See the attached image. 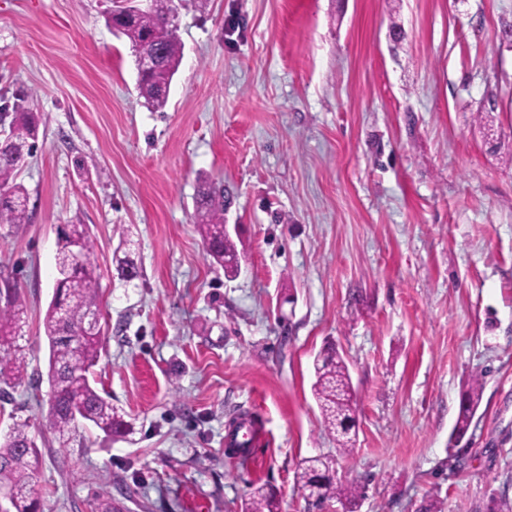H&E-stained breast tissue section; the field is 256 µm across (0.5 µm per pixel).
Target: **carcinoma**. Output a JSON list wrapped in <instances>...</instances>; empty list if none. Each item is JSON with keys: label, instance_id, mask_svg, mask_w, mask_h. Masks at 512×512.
Segmentation results:
<instances>
[{"label": "carcinoma", "instance_id": "cac0c4a2", "mask_svg": "<svg viewBox=\"0 0 512 512\" xmlns=\"http://www.w3.org/2000/svg\"><path fill=\"white\" fill-rule=\"evenodd\" d=\"M108 24L124 36L132 52L149 44L160 51L162 65L154 72L137 75L139 94L155 112L168 102L170 84L182 61V43L178 27L159 14L141 13L132 20L115 8ZM38 121L30 112H18L10 123L9 137L0 140V223L25 224L26 198L23 187L16 183L18 172L33 154ZM196 222L199 223L209 256L224 267V254L237 255L233 243L224 237V189L215 184L203 185L196 197ZM95 244L85 225L68 224L57 241L56 269L62 277L55 281L58 301L51 302L42 320L49 345L48 379L59 376L62 383L51 394L48 421L59 445L73 439L76 418L91 423L106 436L129 435L134 431L128 414L102 396L89 380L91 369L100 357V334L82 335L85 315L98 307L99 277L91 260ZM6 305L0 309V381L20 384L26 374L22 347L18 344L24 323V301L18 289L4 281ZM314 395L318 401L322 423L334 435L336 443L347 451L353 446L350 434L339 429V422L350 420L355 403L348 366L334 349L318 355L314 361ZM483 381L474 376L463 393L459 413L451 433V444H457L469 430L481 402ZM39 465V450L26 431V425H15L0 442V490L9 492L13 512H39L31 486ZM330 461L315 457L302 460L296 479L302 489L314 494L323 488L324 496L341 504L343 512H357L362 498L361 487L330 477ZM243 512H279L274 496L263 485L252 487L243 503Z\"/></svg>", "mask_w": 512, "mask_h": 512}]
</instances>
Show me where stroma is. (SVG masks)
<instances>
[{
    "mask_svg": "<svg viewBox=\"0 0 512 512\" xmlns=\"http://www.w3.org/2000/svg\"><path fill=\"white\" fill-rule=\"evenodd\" d=\"M174 5L183 59L155 112L106 24L112 0H0V109L43 118L17 177L29 221L0 224V275L28 315L0 438L17 423L35 437L44 512L106 496L122 512H242L255 484L281 512H337L295 482L313 456L361 482L358 512H489L512 495V0ZM204 180L224 186L233 277L195 224ZM66 224L95 244V386L135 430L80 419L63 448L42 320ZM329 347L357 400L347 453L312 393ZM238 413L261 427L244 468L225 444ZM483 381L480 376H474L466 391L463 393L459 413L451 433V444H456L464 438L469 430L476 411L481 402Z\"/></svg>",
    "mask_w": 512,
    "mask_h": 512,
    "instance_id": "35a3bbf8",
    "label": "stroma"
}]
</instances>
